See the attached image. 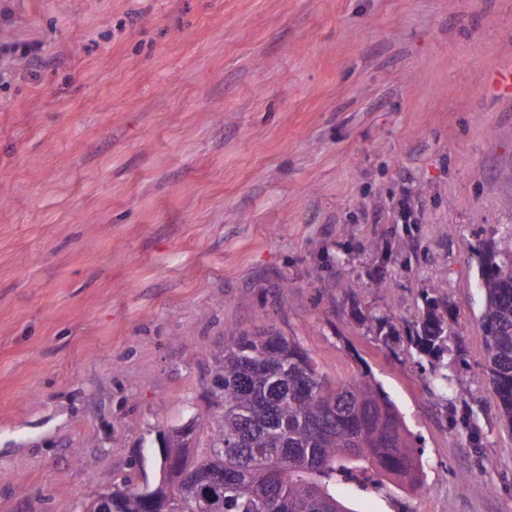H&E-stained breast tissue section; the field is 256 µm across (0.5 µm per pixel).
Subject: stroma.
<instances>
[{"mask_svg": "<svg viewBox=\"0 0 512 512\" xmlns=\"http://www.w3.org/2000/svg\"><path fill=\"white\" fill-rule=\"evenodd\" d=\"M0 7V43L50 59L0 83V512L158 482L157 430L206 409L211 353L258 326L329 378L369 371L413 436L423 490L337 487L351 512H512L474 252L512 246V99L484 75L512 67V0ZM433 283L471 383L450 406L376 329ZM43 47L41 43H1L0 44V58H12L20 56L27 59L29 65V75L35 77L38 71L44 64V56L42 54Z\"/></svg>", "mask_w": 512, "mask_h": 512, "instance_id": "35a3bbf8", "label": "stroma"}]
</instances>
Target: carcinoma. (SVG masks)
Listing matches in <instances>:
<instances>
[{"instance_id": "obj_1", "label": "carcinoma", "mask_w": 512, "mask_h": 512, "mask_svg": "<svg viewBox=\"0 0 512 512\" xmlns=\"http://www.w3.org/2000/svg\"><path fill=\"white\" fill-rule=\"evenodd\" d=\"M476 254L486 298L483 375L502 423L512 431V250L483 241ZM406 333L420 357L417 364L428 359L425 380L432 391L445 402L467 394V381L448 376L463 362L449 302L425 296ZM378 337L394 342L401 330L380 319ZM209 368L224 380V397L195 414L194 468L222 467L224 482L181 478L187 439L174 428L160 430V447L179 481L157 482L146 495L128 478L104 477L117 512H164L170 495L188 500L192 512H262L270 494L278 501L274 512H351L335 488L341 476L357 471L423 488L412 440L369 372L332 380L294 340L264 329L224 337Z\"/></svg>"}]
</instances>
